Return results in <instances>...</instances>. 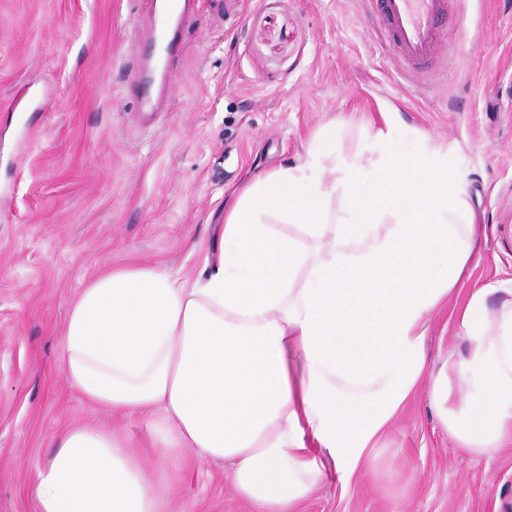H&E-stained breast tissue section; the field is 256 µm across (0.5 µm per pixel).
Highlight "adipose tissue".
I'll use <instances>...</instances> for the list:
<instances>
[{"instance_id":"adipose-tissue-1","label":"adipose tissue","mask_w":512,"mask_h":512,"mask_svg":"<svg viewBox=\"0 0 512 512\" xmlns=\"http://www.w3.org/2000/svg\"><path fill=\"white\" fill-rule=\"evenodd\" d=\"M419 138L389 119L370 158L320 139L255 176L204 278L129 268L90 282L63 328L70 386L114 412L159 411L175 447L231 462L255 512H296L331 473L348 480L426 376L458 447L512 445V287H476L458 320L466 355L426 372L427 320L475 244L447 150L401 151ZM336 196L340 222L325 223ZM35 495L39 512H165L139 462L90 426L61 438Z\"/></svg>"}]
</instances>
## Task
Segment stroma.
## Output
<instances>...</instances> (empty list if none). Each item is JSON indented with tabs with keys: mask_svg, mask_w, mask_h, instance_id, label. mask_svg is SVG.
Here are the masks:
<instances>
[{
	"mask_svg": "<svg viewBox=\"0 0 512 512\" xmlns=\"http://www.w3.org/2000/svg\"><path fill=\"white\" fill-rule=\"evenodd\" d=\"M151 2L0 0V512H38L39 470L86 424L135 443L168 512H253L231 463L163 448L159 414L71 387L62 331L106 272L197 279L237 196L300 164L314 137L353 156L394 112L448 150L477 254L431 315L428 372L467 351L473 286L512 282V0H449L424 69L393 50L377 0H195L169 108L143 129L132 43ZM299 512H512V447H457L424 380L347 485Z\"/></svg>",
	"mask_w": 512,
	"mask_h": 512,
	"instance_id": "35a3bbf8",
	"label": "stroma"
}]
</instances>
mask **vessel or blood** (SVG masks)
I'll list each match as a JSON object with an SVG mask.
<instances>
[{
	"instance_id": "b4317fda",
	"label": "vessel or blood",
	"mask_w": 512,
	"mask_h": 512,
	"mask_svg": "<svg viewBox=\"0 0 512 512\" xmlns=\"http://www.w3.org/2000/svg\"><path fill=\"white\" fill-rule=\"evenodd\" d=\"M381 14L398 53L418 66L432 61L440 39V26L448 0H378ZM193 0H170L167 16L150 12L139 33L142 39H161L156 57L141 58L133 86L140 99L139 111H165L169 80L182 54L179 28L192 10Z\"/></svg>"
}]
</instances>
